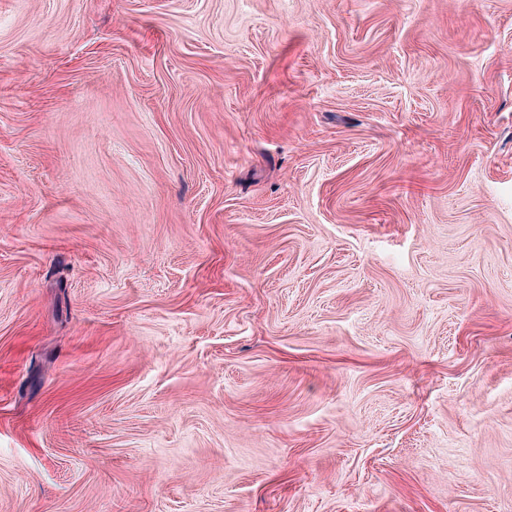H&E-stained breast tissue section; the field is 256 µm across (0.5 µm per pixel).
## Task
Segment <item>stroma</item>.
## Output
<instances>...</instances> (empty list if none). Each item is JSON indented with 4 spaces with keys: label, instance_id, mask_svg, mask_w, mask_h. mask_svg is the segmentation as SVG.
<instances>
[{
    "label": "stroma",
    "instance_id": "35a3bbf8",
    "mask_svg": "<svg viewBox=\"0 0 512 512\" xmlns=\"http://www.w3.org/2000/svg\"><path fill=\"white\" fill-rule=\"evenodd\" d=\"M0 512H512V0H0Z\"/></svg>",
    "mask_w": 512,
    "mask_h": 512
}]
</instances>
